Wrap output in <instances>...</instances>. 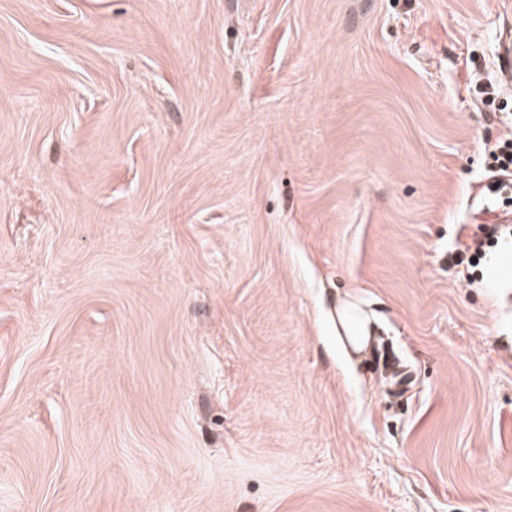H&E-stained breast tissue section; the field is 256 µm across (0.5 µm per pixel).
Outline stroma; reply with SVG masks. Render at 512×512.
Masks as SVG:
<instances>
[{"instance_id":"35a3bbf8","label":"stroma","mask_w":512,"mask_h":512,"mask_svg":"<svg viewBox=\"0 0 512 512\" xmlns=\"http://www.w3.org/2000/svg\"><path fill=\"white\" fill-rule=\"evenodd\" d=\"M506 27L0 0V512H512ZM351 310V307L344 306L337 311L338 323L344 332L346 341L354 347L351 351L359 354L367 347L370 330L366 323L361 322L360 318L350 314Z\"/></svg>"}]
</instances>
